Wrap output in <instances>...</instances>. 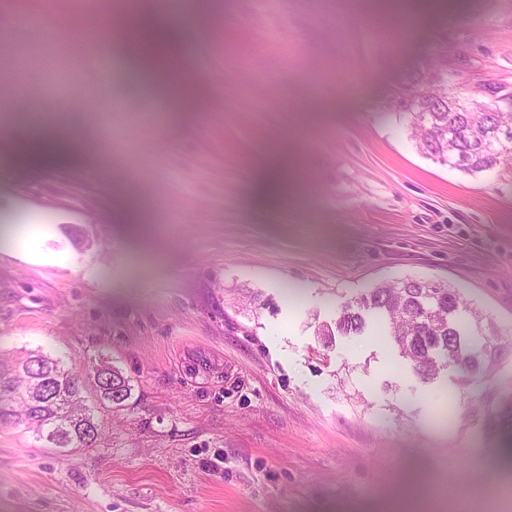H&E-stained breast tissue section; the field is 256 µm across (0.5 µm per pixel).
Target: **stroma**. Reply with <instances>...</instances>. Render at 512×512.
Segmentation results:
<instances>
[{"label": "stroma", "instance_id": "1", "mask_svg": "<svg viewBox=\"0 0 512 512\" xmlns=\"http://www.w3.org/2000/svg\"><path fill=\"white\" fill-rule=\"evenodd\" d=\"M133 0H0V112L69 151L0 163V352L43 350L131 385L67 461L0 428V512H482L506 498L485 403L455 367L420 380L377 320L326 341L339 306L384 281L458 288L512 337V172L426 156L396 106L432 55L456 97L512 93V0H437L414 17L367 0H195L169 40L192 93L162 91L120 39ZM73 38L35 45L22 18ZM109 104L108 112L96 103ZM166 117L154 127L149 114ZM290 147V191L258 164ZM47 221L15 236L22 213ZM142 226L132 234L130 225Z\"/></svg>", "mask_w": 512, "mask_h": 512}]
</instances>
